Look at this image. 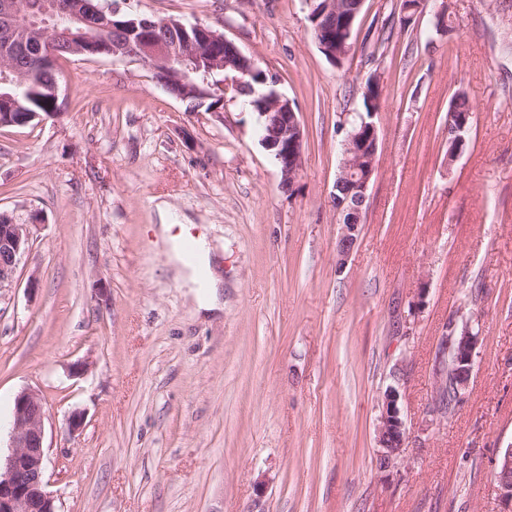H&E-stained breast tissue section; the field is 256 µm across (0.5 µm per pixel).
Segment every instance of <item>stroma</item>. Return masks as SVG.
Returning <instances> with one entry per match:
<instances>
[{
    "mask_svg": "<svg viewBox=\"0 0 512 512\" xmlns=\"http://www.w3.org/2000/svg\"><path fill=\"white\" fill-rule=\"evenodd\" d=\"M452 30L427 42L439 4ZM219 30L272 75L304 132L292 189L225 96L188 109L138 61L59 60L62 117L0 128V208L41 212L0 293V457L39 391L58 512H503L512 443V0H366L342 66L305 0H119ZM383 80L365 219L338 263L339 124ZM473 111L448 157V107ZM195 229L224 310L199 316L154 225ZM36 288H28L29 279ZM471 320L465 398L435 409L439 343ZM407 439L381 468L389 385ZM84 426L70 432L72 411ZM494 478L499 496L508 510L512 511V443L499 455L494 464Z\"/></svg>",
    "mask_w": 512,
    "mask_h": 512,
    "instance_id": "stroma-1",
    "label": "stroma"
}]
</instances>
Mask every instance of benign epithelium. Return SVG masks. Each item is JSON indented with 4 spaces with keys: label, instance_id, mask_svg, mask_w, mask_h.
<instances>
[{
    "label": "benign epithelium",
    "instance_id": "benign-epithelium-1",
    "mask_svg": "<svg viewBox=\"0 0 512 512\" xmlns=\"http://www.w3.org/2000/svg\"><path fill=\"white\" fill-rule=\"evenodd\" d=\"M310 6L314 41L328 61L345 59L350 45L355 19L361 13L365 0H352L344 6L340 0H306ZM116 4L106 0H80L76 7L65 6L60 0H0V19L13 26L25 27L38 35L37 56L50 67H55L60 53L69 52L85 57H112L125 59L118 45L98 37L102 31H112L136 46L131 56L148 66L153 78L169 94L184 102L191 97H207L193 78L197 70L188 62L199 57L201 45H232L223 34L201 24L177 23L183 35L181 46L171 49L154 39V32L169 19L140 17L134 21H119ZM209 63L224 70V89H232L235 97H247V106L262 102L268 111L259 113L260 143L273 158L281 174V183L291 187L302 169L303 131L292 102L275 88V81L258 79L264 89L247 86L246 78L259 71L254 61L234 50V56L216 51L210 53ZM26 79L13 78L7 71L0 72V102L13 103L14 92L23 87ZM375 88L376 108L369 117L362 118L361 128L346 137L342 143V162L336 177L333 198L336 210L342 216L341 234L336 251L337 263L342 265L354 246L364 223L367 192L375 172L378 152V131L372 118L381 110L382 83L377 74L369 76L364 95ZM42 223L38 214L27 223L11 219L0 223V290L16 282L19 262L29 249L31 227ZM449 334L443 336L444 349L451 354L450 390L453 398L465 394L474 364L476 336L469 325L449 324ZM400 394L389 387L383 394L376 440L380 448V464L388 468L394 464L406 442V424L399 406ZM45 403L34 390L20 392L12 414L14 451L4 469L0 470V512H57L54 498L44 484V428ZM494 478L499 496L512 512V444L499 455L494 464Z\"/></svg>",
    "mask_w": 512,
    "mask_h": 512
}]
</instances>
